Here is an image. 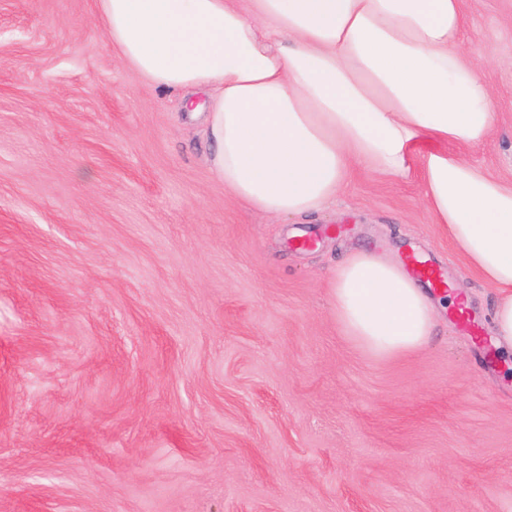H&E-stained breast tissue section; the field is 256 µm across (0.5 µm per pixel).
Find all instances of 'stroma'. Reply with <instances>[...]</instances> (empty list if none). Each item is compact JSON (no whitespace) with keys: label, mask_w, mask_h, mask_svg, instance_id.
<instances>
[{"label":"stroma","mask_w":512,"mask_h":512,"mask_svg":"<svg viewBox=\"0 0 512 512\" xmlns=\"http://www.w3.org/2000/svg\"><path fill=\"white\" fill-rule=\"evenodd\" d=\"M512 182V0H463ZM124 63L94 0H0V512H512L497 291L356 170L273 219L218 182L198 111ZM436 264L465 306L392 358L344 336L351 253Z\"/></svg>","instance_id":"1"}]
</instances>
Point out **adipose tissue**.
Returning a JSON list of instances; mask_svg holds the SVG:
<instances>
[{"label":"adipose tissue","mask_w":512,"mask_h":512,"mask_svg":"<svg viewBox=\"0 0 512 512\" xmlns=\"http://www.w3.org/2000/svg\"><path fill=\"white\" fill-rule=\"evenodd\" d=\"M110 44L153 86L204 90L211 160L237 199L275 218L323 211L358 167L402 180L498 292L512 349V184L467 156L497 108L462 44L461 0H96ZM345 336L378 358L427 344L438 306L401 265L348 256L332 282Z\"/></svg>","instance_id":"obj_1"}]
</instances>
